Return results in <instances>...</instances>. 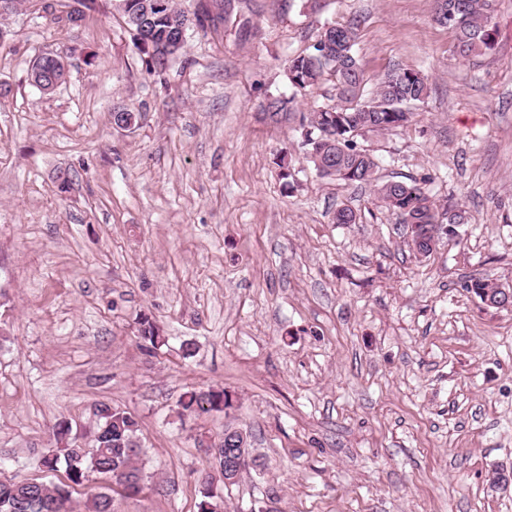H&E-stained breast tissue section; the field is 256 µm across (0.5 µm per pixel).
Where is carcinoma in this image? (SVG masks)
Returning a JSON list of instances; mask_svg holds the SVG:
<instances>
[{
	"mask_svg": "<svg viewBox=\"0 0 512 512\" xmlns=\"http://www.w3.org/2000/svg\"><path fill=\"white\" fill-rule=\"evenodd\" d=\"M166 8L152 13L143 29L161 40L168 34L169 13L178 11L174 0H163ZM223 4L199 3L194 25L205 30L220 19ZM434 21L450 30L463 58L484 53L493 46L496 27L490 0H433ZM357 34L351 24H330L316 36L312 49L288 62L286 76L294 94L305 96L321 81L333 82L336 103L317 106L299 116L303 131L301 148L307 162L322 177L347 183L376 184L377 198L396 220L433 227L450 217L438 210L423 177L404 181L378 182L376 158L360 148L356 138L365 132H385L411 121L413 109L425 102L428 79L419 71L396 67L384 73L371 92L357 58ZM462 288L479 299L501 295L500 287L479 278H469ZM139 336L157 348L160 329L151 318L139 321ZM184 411H222L230 406L225 390L193 391L179 400ZM94 414L98 423L93 447L84 448L70 438V429L59 426L56 448L40 459L47 472L64 470L67 482L58 485L26 484L0 480V512H70V488L80 486L92 473L112 474L129 468L138 471L128 451L137 443L138 421L125 409L100 402ZM223 501L212 490L203 492L199 512H221Z\"/></svg>",
	"mask_w": 512,
	"mask_h": 512,
	"instance_id": "1",
	"label": "carcinoma"
}]
</instances>
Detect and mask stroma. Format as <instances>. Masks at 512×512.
I'll return each mask as SVG.
<instances>
[{
	"instance_id": "1",
	"label": "stroma",
	"mask_w": 512,
	"mask_h": 512,
	"mask_svg": "<svg viewBox=\"0 0 512 512\" xmlns=\"http://www.w3.org/2000/svg\"><path fill=\"white\" fill-rule=\"evenodd\" d=\"M72 3L0 24V475L63 483L38 460L62 419L91 447L102 401L139 422L143 489L93 473L74 512L100 492L112 512H198L207 476L224 512H512L493 483L512 470V308L461 286L512 288V0L469 59L432 0H228L156 71L112 0L75 24ZM330 23L356 25L368 81L428 77L408 125L357 142L380 180L431 177L461 214L430 256L373 185L320 177L297 120L263 113L334 104L331 82L297 97L285 76ZM46 51L69 69L51 93L28 79ZM343 206L357 223H335ZM193 389L233 406L180 414ZM228 426L257 465L227 488L202 445Z\"/></svg>"
}]
</instances>
